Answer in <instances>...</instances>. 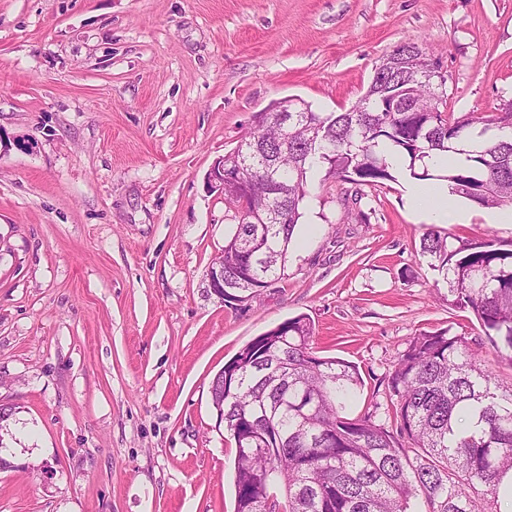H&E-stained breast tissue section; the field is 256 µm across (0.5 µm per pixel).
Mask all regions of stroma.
I'll list each match as a JSON object with an SVG mask.
<instances>
[{"instance_id": "1", "label": "stroma", "mask_w": 512, "mask_h": 512, "mask_svg": "<svg viewBox=\"0 0 512 512\" xmlns=\"http://www.w3.org/2000/svg\"><path fill=\"white\" fill-rule=\"evenodd\" d=\"M404 41L440 58L449 111L512 100V0H0V512H234L211 382L301 314L358 367L355 415L424 331L512 384L420 253L432 231L507 247L512 224L462 197L466 223L427 224L402 176L314 174L284 276L242 302L206 286L231 229L214 158L281 98L351 108Z\"/></svg>"}]
</instances>
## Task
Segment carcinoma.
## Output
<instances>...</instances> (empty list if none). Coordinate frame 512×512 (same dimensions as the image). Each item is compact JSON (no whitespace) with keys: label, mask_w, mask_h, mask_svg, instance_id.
Masks as SVG:
<instances>
[{"label":"carcinoma","mask_w":512,"mask_h":512,"mask_svg":"<svg viewBox=\"0 0 512 512\" xmlns=\"http://www.w3.org/2000/svg\"><path fill=\"white\" fill-rule=\"evenodd\" d=\"M432 55L415 42L396 46L377 65L365 96L348 112H316L294 102L288 153L276 162L288 222L263 221L262 162L243 164L254 202L224 191L233 229L224 239V287L247 292L285 271L289 246L309 194L313 163L325 177L376 187L396 180L381 146L406 158L418 180L448 182L449 193L481 207H512V134L480 142L470 164L433 174L425 159L467 139L480 118L448 111L446 92L423 76ZM407 87L414 112H382L380 97ZM256 133H274L278 113L256 116ZM512 131V101L485 119ZM448 283L451 303L470 311L497 356L512 365V249L488 239L448 248L430 233L421 243ZM313 325L299 315L256 338L211 383L212 404L235 443V512H486L499 505L512 475V386L496 382L449 330L413 337L387 382L396 431L376 420L378 404L352 416L348 396L362 386L358 368L322 358ZM405 439L404 448L399 439Z\"/></svg>","instance_id":"1"}]
</instances>
